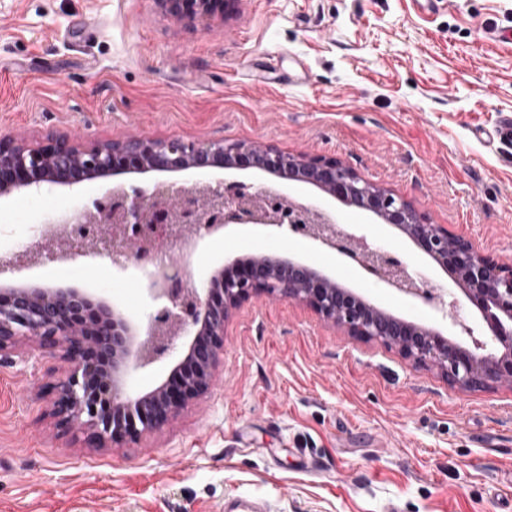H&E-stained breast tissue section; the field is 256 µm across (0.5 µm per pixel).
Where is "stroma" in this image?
<instances>
[{
    "instance_id": "obj_1",
    "label": "stroma",
    "mask_w": 512,
    "mask_h": 512,
    "mask_svg": "<svg viewBox=\"0 0 512 512\" xmlns=\"http://www.w3.org/2000/svg\"><path fill=\"white\" fill-rule=\"evenodd\" d=\"M512 0H235L190 22L157 0H0V136L258 142L333 157L428 223L512 266ZM273 187L399 254L430 286L456 285L397 229L317 188ZM90 181L0 200V253L48 206L101 195ZM251 253L310 260L387 312L447 331L430 307L356 274L335 252L248 231L211 238L186 281ZM6 284L93 289L149 313L141 281L110 262H48ZM22 342L0 358V512H512V387L464 390L310 308L261 295L235 309L211 390L137 442L61 434L44 387L64 370Z\"/></svg>"
}]
</instances>
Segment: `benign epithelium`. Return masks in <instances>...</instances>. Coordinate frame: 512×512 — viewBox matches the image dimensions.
Wrapping results in <instances>:
<instances>
[{"mask_svg":"<svg viewBox=\"0 0 512 512\" xmlns=\"http://www.w3.org/2000/svg\"><path fill=\"white\" fill-rule=\"evenodd\" d=\"M236 0H157L171 16L194 20L222 15ZM260 169L309 184L337 200L367 211L407 236L431 261L450 272L461 296L427 287L403 260L362 235L347 231L316 207L280 198L283 211L301 216V233L316 249H330L399 294L441 311L454 327L445 336L384 313L343 287L309 261L261 254L224 264L200 286L185 284L184 262L210 238L253 226L277 236L294 232L293 222L253 197L229 191L220 180L188 186L159 182L148 190L112 182L108 204L75 207L59 222L84 219L99 227L91 243H75L52 232L8 257L0 271L58 260L103 257L113 269L147 281L150 313L140 326L100 296L76 288L10 286L0 290V354L25 338L42 352L57 354L67 370L48 386L52 415L65 433L83 432L97 448L137 441L160 428L188 401L208 391L231 309L255 295L304 303L325 322L352 336L379 341L419 365L440 369L449 382L472 389L512 385V267L497 262L469 240L430 224L403 198L364 179L332 157L289 155L255 143L199 144L137 137L86 143L78 134H52L36 147L0 139V196L71 188L94 178L175 173L188 169ZM150 225L139 237L128 227ZM150 250L169 253V262H148ZM476 308L484 330L476 335L457 318L460 301ZM455 336L469 338L463 347ZM170 361L167 377L135 396L125 391L129 375Z\"/></svg>","mask_w":512,"mask_h":512,"instance_id":"benign-epithelium-1","label":"benign epithelium"}]
</instances>
